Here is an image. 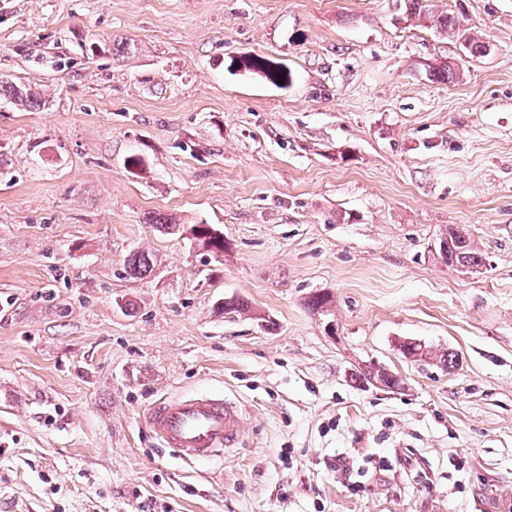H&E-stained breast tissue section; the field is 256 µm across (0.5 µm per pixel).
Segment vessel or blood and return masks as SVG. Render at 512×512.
<instances>
[{"label":"vessel or blood","instance_id":"vessel-or-blood-1","mask_svg":"<svg viewBox=\"0 0 512 512\" xmlns=\"http://www.w3.org/2000/svg\"><path fill=\"white\" fill-rule=\"evenodd\" d=\"M149 431L186 462L213 460L238 447L243 418L229 398L200 393L153 403L144 416Z\"/></svg>","mask_w":512,"mask_h":512}]
</instances>
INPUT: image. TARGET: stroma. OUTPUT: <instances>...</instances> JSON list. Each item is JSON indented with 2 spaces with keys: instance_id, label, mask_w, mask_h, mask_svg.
Returning <instances> with one entry per match:
<instances>
[{
  "instance_id": "1",
  "label": "stroma",
  "mask_w": 512,
  "mask_h": 512,
  "mask_svg": "<svg viewBox=\"0 0 512 512\" xmlns=\"http://www.w3.org/2000/svg\"><path fill=\"white\" fill-rule=\"evenodd\" d=\"M423 4L0 0V77L46 102L0 101V512H512V0ZM199 392L245 435L188 463L144 413ZM208 224H195L190 228V232L194 238L200 241V245L202 249H204L208 254L217 262H221L220 258H217L218 253H222V257L224 256V238L217 239L212 237L208 233L207 229ZM449 242L447 244L448 254L454 255L462 265L479 267L483 263L482 253L478 250L474 241L465 232L457 228L448 231ZM444 238L441 243L442 249H446Z\"/></svg>"
}]
</instances>
